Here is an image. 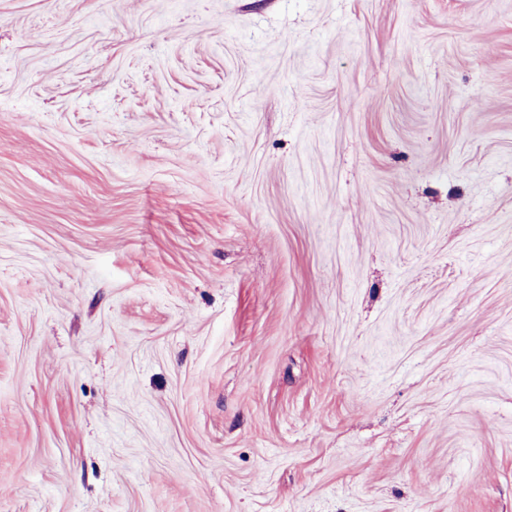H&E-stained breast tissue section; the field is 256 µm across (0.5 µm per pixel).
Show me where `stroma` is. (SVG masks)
I'll return each instance as SVG.
<instances>
[{
    "label": "stroma",
    "mask_w": 512,
    "mask_h": 512,
    "mask_svg": "<svg viewBox=\"0 0 512 512\" xmlns=\"http://www.w3.org/2000/svg\"><path fill=\"white\" fill-rule=\"evenodd\" d=\"M0 512H512V0H0Z\"/></svg>",
    "instance_id": "obj_1"
}]
</instances>
